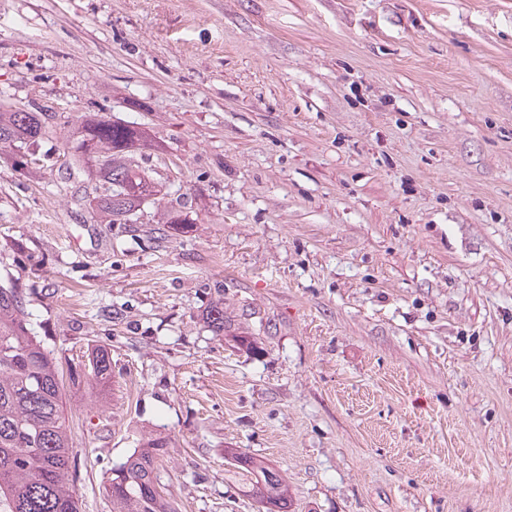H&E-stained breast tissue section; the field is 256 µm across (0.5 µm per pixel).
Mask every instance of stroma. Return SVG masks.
<instances>
[{"instance_id":"stroma-1","label":"stroma","mask_w":512,"mask_h":512,"mask_svg":"<svg viewBox=\"0 0 512 512\" xmlns=\"http://www.w3.org/2000/svg\"><path fill=\"white\" fill-rule=\"evenodd\" d=\"M0 104L56 115L0 276L60 370L112 355L65 389L81 512L150 434L180 512H258L228 448L289 512H512V0H0ZM102 109L157 144L132 226L67 170ZM112 377V356L107 349L94 348L86 360L70 366L69 379L72 386L82 383H103ZM224 460L242 476L253 475L241 491L259 504V512H288L286 479L274 465L236 449H225Z\"/></svg>"}]
</instances>
